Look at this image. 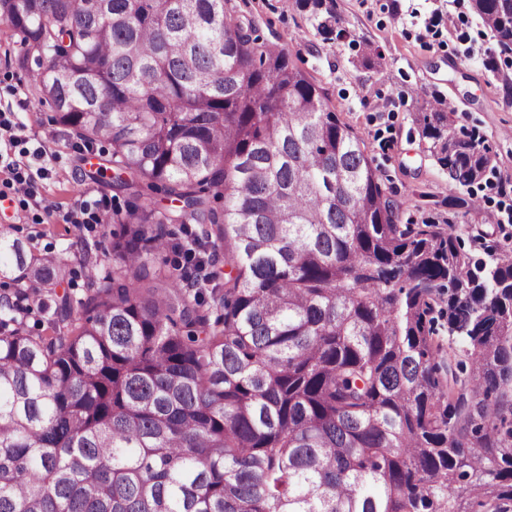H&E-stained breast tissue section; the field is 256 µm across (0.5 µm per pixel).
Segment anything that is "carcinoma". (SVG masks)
I'll return each instance as SVG.
<instances>
[{
    "instance_id": "cac0c4a2",
    "label": "carcinoma",
    "mask_w": 512,
    "mask_h": 512,
    "mask_svg": "<svg viewBox=\"0 0 512 512\" xmlns=\"http://www.w3.org/2000/svg\"><path fill=\"white\" fill-rule=\"evenodd\" d=\"M228 2L0 0L38 103L110 145L127 196L79 297L67 253L0 237V512L512 510V252L476 285L452 228L402 223L324 89ZM473 2L508 49L512 0ZM295 4L336 40L325 0ZM453 112L415 121L469 187L491 149Z\"/></svg>"
}]
</instances>
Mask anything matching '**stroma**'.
I'll return each mask as SVG.
<instances>
[{"label": "stroma", "mask_w": 512, "mask_h": 512, "mask_svg": "<svg viewBox=\"0 0 512 512\" xmlns=\"http://www.w3.org/2000/svg\"><path fill=\"white\" fill-rule=\"evenodd\" d=\"M243 18L254 19L269 43L287 48L292 62L320 84L330 109L363 140L382 182L401 204V219L417 224L452 223L474 257L485 247L512 251V193H497L512 180V51L503 50L483 27L472 0H336L340 25L351 43H326L295 0H231ZM378 46L380 70L361 64L362 44ZM17 37L0 22V102L11 104L26 136L43 146L47 172L37 184L50 211L20 206L0 214V236L21 238L34 254L77 255L81 240L109 248L112 224H68L63 216L80 201L111 199L110 175L98 174L97 159L77 149L56 124L49 106L35 100L28 71L18 63ZM442 96L455 107V126L474 130L490 146L485 177L463 189L426 149L414 121L424 98ZM473 196L480 209L452 208L449 198ZM502 216L499 224L487 214Z\"/></svg>", "instance_id": "1"}]
</instances>
